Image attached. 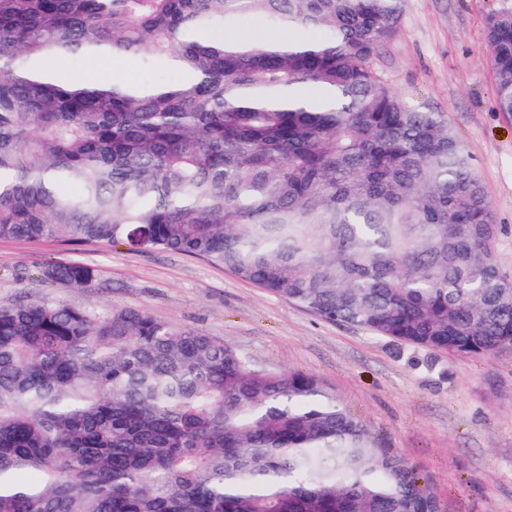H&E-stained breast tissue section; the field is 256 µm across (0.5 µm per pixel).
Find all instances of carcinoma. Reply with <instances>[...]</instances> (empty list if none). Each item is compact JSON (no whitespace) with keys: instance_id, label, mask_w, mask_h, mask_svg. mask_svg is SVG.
Segmentation results:
<instances>
[{"instance_id":"carcinoma-1","label":"carcinoma","mask_w":512,"mask_h":512,"mask_svg":"<svg viewBox=\"0 0 512 512\" xmlns=\"http://www.w3.org/2000/svg\"><path fill=\"white\" fill-rule=\"evenodd\" d=\"M405 0H0V239L203 258L330 322L512 349V286L448 118L373 68ZM242 14L288 42L204 36ZM512 113V10L490 13ZM124 52L179 82L40 72ZM48 284L94 286L82 263ZM0 512H440L317 377L144 309L0 306Z\"/></svg>"}]
</instances>
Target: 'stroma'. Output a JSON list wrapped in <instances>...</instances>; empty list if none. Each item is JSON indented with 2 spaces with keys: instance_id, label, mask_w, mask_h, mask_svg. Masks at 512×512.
<instances>
[{
  "instance_id": "stroma-1",
  "label": "stroma",
  "mask_w": 512,
  "mask_h": 512,
  "mask_svg": "<svg viewBox=\"0 0 512 512\" xmlns=\"http://www.w3.org/2000/svg\"><path fill=\"white\" fill-rule=\"evenodd\" d=\"M512 0H407L373 66L408 103L445 113L484 184L501 276L512 283V114L493 92L485 19ZM98 272L77 290L41 281L44 263ZM119 306L214 336L261 369L315 375L386 446L416 466L441 512H512V351L481 357L393 342L328 322L201 258L102 243L0 239V305Z\"/></svg>"
}]
</instances>
